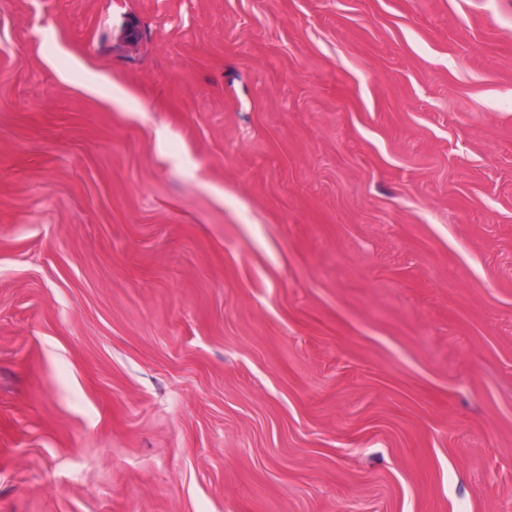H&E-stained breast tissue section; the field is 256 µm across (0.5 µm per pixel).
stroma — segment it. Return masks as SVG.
I'll list each match as a JSON object with an SVG mask.
<instances>
[{
	"mask_svg": "<svg viewBox=\"0 0 512 512\" xmlns=\"http://www.w3.org/2000/svg\"><path fill=\"white\" fill-rule=\"evenodd\" d=\"M0 512H512V0H0Z\"/></svg>",
	"mask_w": 512,
	"mask_h": 512,
	"instance_id": "stroma-1",
	"label": "stroma"
}]
</instances>
